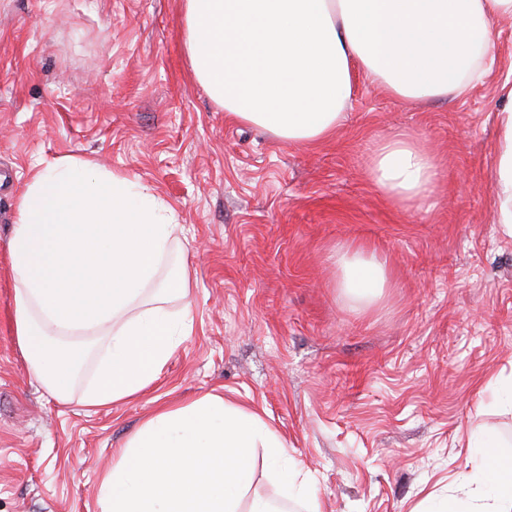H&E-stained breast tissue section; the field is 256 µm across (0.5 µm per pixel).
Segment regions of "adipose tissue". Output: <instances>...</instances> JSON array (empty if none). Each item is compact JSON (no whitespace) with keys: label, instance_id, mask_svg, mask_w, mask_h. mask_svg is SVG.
I'll return each mask as SVG.
<instances>
[{"label":"adipose tissue","instance_id":"adipose-tissue-1","mask_svg":"<svg viewBox=\"0 0 512 512\" xmlns=\"http://www.w3.org/2000/svg\"><path fill=\"white\" fill-rule=\"evenodd\" d=\"M512 0H184L186 51L195 78L234 120L291 144L312 145L341 126L354 79L365 75L414 106L463 97L483 83ZM497 112L502 138L494 178L497 222L512 238V84ZM8 241L14 335L44 388L68 401L91 357L99 362L80 397L109 408L135 398L168 362L190 315L167 302L189 294L187 269L159 278L177 229L172 210L127 176L67 156L38 163ZM406 206L439 181L434 151L398 134L380 142L369 170ZM339 285L373 300L386 263L355 248L338 255ZM64 338L53 348L49 337ZM481 462L464 498L435 512H512V457L493 439L474 441ZM264 449L279 479L275 497L250 512H316V496L282 463L285 447L261 418L208 394L154 411L99 476L100 512H241Z\"/></svg>","mask_w":512,"mask_h":512}]
</instances>
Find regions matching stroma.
<instances>
[{
  "label": "stroma",
  "mask_w": 512,
  "mask_h": 512,
  "mask_svg": "<svg viewBox=\"0 0 512 512\" xmlns=\"http://www.w3.org/2000/svg\"><path fill=\"white\" fill-rule=\"evenodd\" d=\"M183 0H0V512H98V475L156 409L206 394L255 411L322 512H423L476 467L469 435L512 444V238L495 164L512 21L466 97L409 107L355 80L342 126L292 145L229 119L194 77ZM424 140L441 172L405 208L369 176L377 143ZM120 172L182 228L163 269H189L191 326L135 400L50 396L14 336L8 240L35 161ZM385 259L366 304L338 252Z\"/></svg>",
  "instance_id": "1"
}]
</instances>
